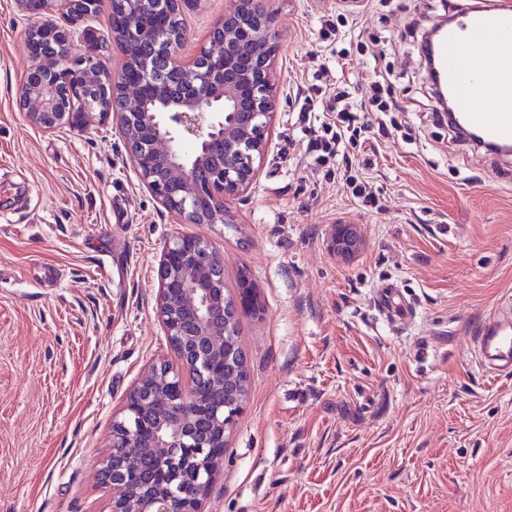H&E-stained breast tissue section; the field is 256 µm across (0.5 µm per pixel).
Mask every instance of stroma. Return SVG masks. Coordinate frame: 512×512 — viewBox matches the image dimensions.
I'll use <instances>...</instances> for the list:
<instances>
[{
  "label": "stroma",
  "instance_id": "1",
  "mask_svg": "<svg viewBox=\"0 0 512 512\" xmlns=\"http://www.w3.org/2000/svg\"><path fill=\"white\" fill-rule=\"evenodd\" d=\"M235 0H183L191 60ZM271 151L230 224H180L118 129L32 126L20 0H0V512H110L96 480L127 393L174 361L156 314L162 246L224 255L249 388L203 512H512V371L473 331L512 304V167L450 140L407 32L448 0H271ZM339 19V37L323 38ZM367 45L361 53L359 45ZM385 74L405 111L358 154L378 206L315 164L311 85L361 99ZM351 225L360 247L336 252ZM410 307L385 314L377 288Z\"/></svg>",
  "mask_w": 512,
  "mask_h": 512
}]
</instances>
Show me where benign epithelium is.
Segmentation results:
<instances>
[{
  "label": "benign epithelium",
  "instance_id": "benign-epithelium-1",
  "mask_svg": "<svg viewBox=\"0 0 512 512\" xmlns=\"http://www.w3.org/2000/svg\"><path fill=\"white\" fill-rule=\"evenodd\" d=\"M100 0H22L45 17L28 41L54 51L33 65L19 105L36 127L87 131L112 116L140 181L183 224H232L228 201L249 191L268 156L274 117L276 20L269 0H237L213 31L223 40L180 59L181 40L147 24L179 13L180 0H123L113 41L125 61L114 70L77 51L70 27ZM163 42L176 75L160 84L143 40ZM97 94L83 100V88ZM157 313L179 367L153 364L126 395L112 424L111 451L98 466L112 489L111 512H202L224 455L213 452L240 415L248 364L239 346V306L224 288V254L197 236H173L157 269Z\"/></svg>",
  "mask_w": 512,
  "mask_h": 512
}]
</instances>
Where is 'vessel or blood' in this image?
I'll return each instance as SVG.
<instances>
[{
    "instance_id": "vessel-or-blood-1",
    "label": "vessel or blood",
    "mask_w": 512,
    "mask_h": 512,
    "mask_svg": "<svg viewBox=\"0 0 512 512\" xmlns=\"http://www.w3.org/2000/svg\"><path fill=\"white\" fill-rule=\"evenodd\" d=\"M434 56L462 132L512 151V8L479 0L456 10ZM475 343L482 367H512L511 319L483 322Z\"/></svg>"
}]
</instances>
